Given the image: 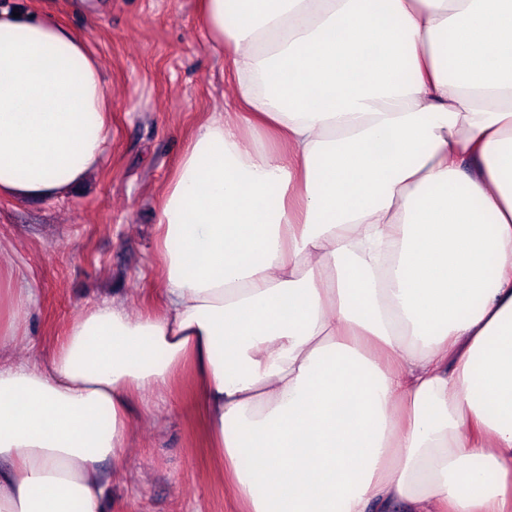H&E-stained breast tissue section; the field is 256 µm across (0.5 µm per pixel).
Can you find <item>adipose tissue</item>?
Here are the masks:
<instances>
[{
    "instance_id": "obj_1",
    "label": "adipose tissue",
    "mask_w": 512,
    "mask_h": 512,
    "mask_svg": "<svg viewBox=\"0 0 512 512\" xmlns=\"http://www.w3.org/2000/svg\"><path fill=\"white\" fill-rule=\"evenodd\" d=\"M224 111L159 193L163 311L85 307L14 356L0 512H101L134 391L193 362L242 512H512V0H198ZM87 40L0 10V197L98 172Z\"/></svg>"
}]
</instances>
